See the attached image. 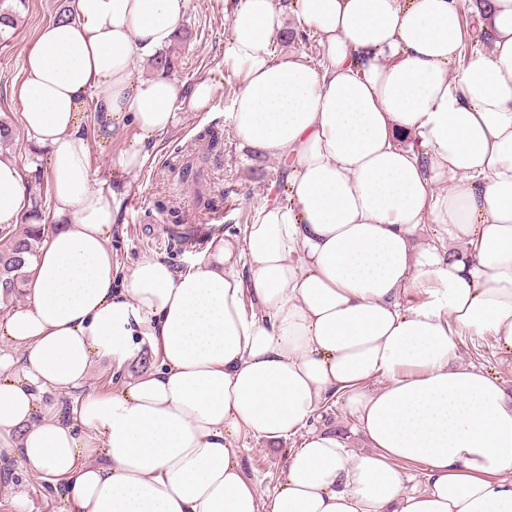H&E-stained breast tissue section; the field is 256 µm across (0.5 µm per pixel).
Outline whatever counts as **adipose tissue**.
Instances as JSON below:
<instances>
[{
	"mask_svg": "<svg viewBox=\"0 0 512 512\" xmlns=\"http://www.w3.org/2000/svg\"><path fill=\"white\" fill-rule=\"evenodd\" d=\"M186 2L70 0L27 55L17 95L49 153L55 222L0 321V462L47 482L61 512H512V391L457 344L512 353V0L468 28L459 0H240L230 118L286 162L288 200L187 269L151 257L125 273L81 110L95 97L99 136L138 130L121 157L135 172L151 138L206 107L208 80L135 75ZM290 15L319 63L275 53ZM28 205L0 158V225ZM145 352L149 368L89 388L95 365ZM51 390L66 402L45 404ZM333 402L363 449L315 426ZM298 433L262 492L247 439Z\"/></svg>",
	"mask_w": 512,
	"mask_h": 512,
	"instance_id": "1",
	"label": "adipose tissue"
}]
</instances>
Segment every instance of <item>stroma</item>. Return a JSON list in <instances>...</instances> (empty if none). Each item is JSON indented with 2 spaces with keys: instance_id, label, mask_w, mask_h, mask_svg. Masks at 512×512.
Listing matches in <instances>:
<instances>
[{
  "instance_id": "35a3bbf8",
  "label": "stroma",
  "mask_w": 512,
  "mask_h": 512,
  "mask_svg": "<svg viewBox=\"0 0 512 512\" xmlns=\"http://www.w3.org/2000/svg\"><path fill=\"white\" fill-rule=\"evenodd\" d=\"M9 3L16 8L18 24L8 31L6 41L0 42V119L11 121L15 137L0 143V156L17 163L30 145L14 89L23 78L28 52L43 27L54 20L60 0ZM237 3L238 0H187L175 40L172 74L188 86L198 79H209L215 92L206 110L185 113L176 130L148 144L149 158L140 171L127 173L119 163L136 135L135 129L128 126L115 131L110 139H100L91 118L92 106L84 108L94 185L104 189L117 183L122 186L116 201L119 222L112 232V251L123 268H131L145 258L159 257L174 269H182L196 254L193 240L198 232H205L210 238L224 233L241 235L246 220L265 204L287 199L279 186L287 172L286 164L243 146L229 117L240 78L237 67L224 58V41ZM207 128L219 131L224 138L223 153L210 155L204 166L206 195L218 204L213 213L205 211L193 187L174 178L169 169L175 156ZM459 345L464 360L499 376L507 387H512V353L499 351L487 338L464 336ZM300 442L296 435L288 439L286 447L270 449L264 443L249 440L244 461L262 492H270L277 485L286 448L298 447ZM19 490L27 493L34 512H60L61 502L49 499L41 480L24 470L12 471L0 480V512H13L12 497Z\"/></svg>"
}]
</instances>
